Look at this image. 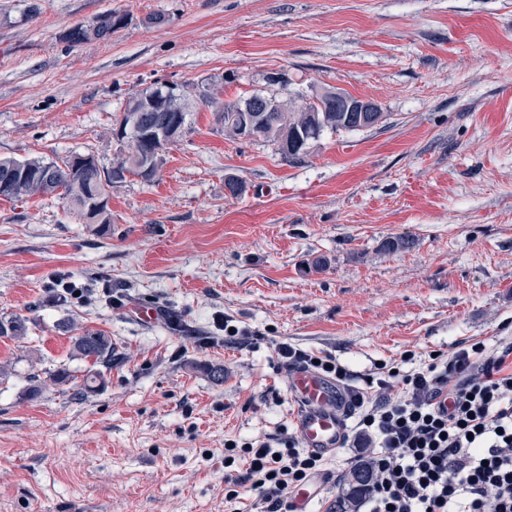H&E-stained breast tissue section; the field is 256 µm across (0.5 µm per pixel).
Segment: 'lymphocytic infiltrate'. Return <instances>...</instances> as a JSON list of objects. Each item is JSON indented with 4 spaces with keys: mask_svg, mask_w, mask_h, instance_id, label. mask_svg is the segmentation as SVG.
<instances>
[{
    "mask_svg": "<svg viewBox=\"0 0 512 512\" xmlns=\"http://www.w3.org/2000/svg\"><path fill=\"white\" fill-rule=\"evenodd\" d=\"M275 353L278 368L346 388L344 440L372 450L365 512H512V336L463 341L418 366L409 351L368 374L287 342ZM224 457L226 499L249 491L253 512H291L324 466L293 432L273 444L225 440Z\"/></svg>",
    "mask_w": 512,
    "mask_h": 512,
    "instance_id": "f902f5d3",
    "label": "lymphocytic infiltrate"
}]
</instances>
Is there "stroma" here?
<instances>
[{"label":"stroma","instance_id":"obj_1","mask_svg":"<svg viewBox=\"0 0 512 512\" xmlns=\"http://www.w3.org/2000/svg\"><path fill=\"white\" fill-rule=\"evenodd\" d=\"M107 11L125 17L109 39L65 41ZM204 78L227 103L300 107L335 87L383 120L291 163L197 102L154 181L113 186L107 233L58 198L0 200V317L30 320L0 338V512H250L225 500L224 442L293 428L276 343L366 373L512 336V0H0V158L111 165L132 96ZM397 237L408 247L384 250ZM56 276L95 288L92 304L51 303ZM141 305L159 319L141 323ZM170 308L200 336L170 330ZM226 323L250 341L225 343ZM87 330L114 353L83 393L71 348ZM359 454L328 457L311 512H336Z\"/></svg>","mask_w":512,"mask_h":512}]
</instances>
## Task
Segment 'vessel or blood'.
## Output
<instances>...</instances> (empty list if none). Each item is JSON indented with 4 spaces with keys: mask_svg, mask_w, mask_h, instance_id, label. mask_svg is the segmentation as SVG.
<instances>
[{
    "mask_svg": "<svg viewBox=\"0 0 512 512\" xmlns=\"http://www.w3.org/2000/svg\"><path fill=\"white\" fill-rule=\"evenodd\" d=\"M288 393L297 403L295 426L304 448L324 457L333 455L345 434L342 390L314 371L296 369L288 379Z\"/></svg>",
    "mask_w": 512,
    "mask_h": 512,
    "instance_id": "1",
    "label": "vessel or blood"
}]
</instances>
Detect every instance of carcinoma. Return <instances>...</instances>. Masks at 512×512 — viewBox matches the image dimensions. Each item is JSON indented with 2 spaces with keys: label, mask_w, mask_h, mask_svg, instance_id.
<instances>
[{
  "label": "carcinoma",
  "mask_w": 512,
  "mask_h": 512,
  "mask_svg": "<svg viewBox=\"0 0 512 512\" xmlns=\"http://www.w3.org/2000/svg\"><path fill=\"white\" fill-rule=\"evenodd\" d=\"M124 17L112 12L104 13L95 18L99 23L95 36L86 35L83 26L71 28L64 39L71 45H83L92 41H103L112 35V31L122 25ZM205 81L178 86L176 103L166 100L158 102L160 112H133L131 106L153 90H146L128 100L125 111L116 121V127L123 130L128 138L137 133H144L149 126L165 116L181 117L182 126H188L190 101L198 99L215 108L217 123L220 124L224 136L234 140L241 139L237 113L234 109L248 104V100L226 104L215 96L211 87L201 89ZM264 99L272 106V111L264 113L260 123L261 137L276 146L282 158L297 163L308 156L303 152L294 157L283 153V147L298 139H310L316 143L327 132L341 130L356 131L358 113L338 112L327 107L324 112L313 102H307L302 108H294L289 102L266 95ZM178 106L182 112L165 113L172 106ZM79 153L73 152L64 158L45 156L30 157L23 160L0 158V199L9 201L30 200L45 197H59L69 203V207L77 218L85 224L93 223L98 216L95 212L93 192L99 191L111 197V189L118 183L126 181L125 174L139 176L131 162V155L121 153L109 167L102 165L83 168L75 166L74 158ZM28 319L22 316L0 318V337L21 338L27 334ZM73 351L82 359H92L94 364L112 368V338L101 331L87 330L74 337ZM371 481V471L367 464L361 463L349 472L346 507L356 509L358 501Z\"/></svg>",
  "instance_id": "carcinoma-1"
}]
</instances>
